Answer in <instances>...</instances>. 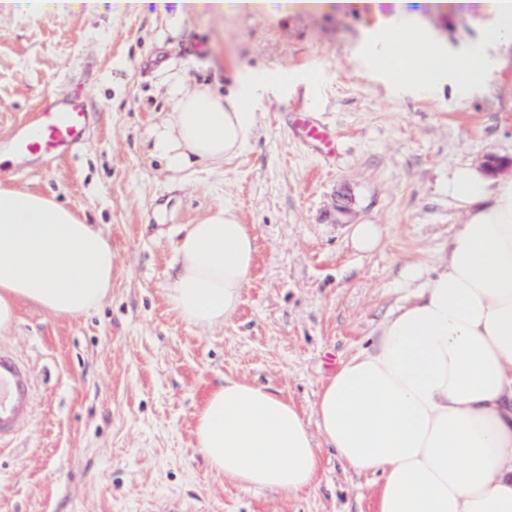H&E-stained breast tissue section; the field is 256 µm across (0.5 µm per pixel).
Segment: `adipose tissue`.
Wrapping results in <instances>:
<instances>
[{"instance_id": "1", "label": "adipose tissue", "mask_w": 512, "mask_h": 512, "mask_svg": "<svg viewBox=\"0 0 512 512\" xmlns=\"http://www.w3.org/2000/svg\"><path fill=\"white\" fill-rule=\"evenodd\" d=\"M172 27L205 11L367 10L397 24L374 46L372 68L432 91L447 75L465 95L497 65L491 51L512 43V0H133ZM426 12L495 13L470 50L443 56L415 25ZM287 75H238L228 93L164 85L170 110L153 127V150L174 170L219 167L255 131L254 105ZM448 194L465 215L430 273L407 269L418 288L368 347L322 384L316 428L283 393L224 376L196 413L194 436L210 471L248 490L295 496L320 479V451L335 449L358 473H381L376 512H512V177L457 167ZM166 299L188 324L210 330L237 311L256 254L253 230L232 207L183 227ZM116 272L112 239L74 209L37 191L0 183V335L20 306L57 318L99 307Z\"/></svg>"}]
</instances>
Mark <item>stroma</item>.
Here are the masks:
<instances>
[{
	"label": "stroma",
	"mask_w": 512,
	"mask_h": 512,
	"mask_svg": "<svg viewBox=\"0 0 512 512\" xmlns=\"http://www.w3.org/2000/svg\"><path fill=\"white\" fill-rule=\"evenodd\" d=\"M495 22L425 14L415 24L459 54ZM391 25L365 14L224 13L173 30L128 7H0V146L43 105L89 106L83 144L49 163H6L0 181L104 225L117 267L98 310L61 319L23 305L0 336L29 365L34 389L27 427L0 447V512H374L380 475L348 470L334 449L321 451L319 486L286 498L213 475L194 426L226 375L282 389L315 423L327 374L412 295L405 267L432 269L462 223L448 196L452 170L512 158V45L470 96L445 83L414 96L367 63ZM170 69L227 88L237 71L290 79L257 105L244 152L175 171L149 140L168 109ZM299 112L335 131L336 158L300 133ZM343 187L353 202L339 215ZM219 205L254 225L256 262L232 319L203 331L177 316L165 288L181 228ZM360 223L380 225L379 249L354 248L350 228Z\"/></svg>",
	"instance_id": "1"
}]
</instances>
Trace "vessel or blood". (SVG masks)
Wrapping results in <instances>:
<instances>
[{"label": "vessel or blood", "instance_id": "b4317fda", "mask_svg": "<svg viewBox=\"0 0 512 512\" xmlns=\"http://www.w3.org/2000/svg\"><path fill=\"white\" fill-rule=\"evenodd\" d=\"M86 110L80 100L51 104L35 118L33 132L12 140L17 153L34 154L44 161L56 159L65 148L78 144L84 135ZM297 122L307 139L315 142L326 156L338 153L335 133L306 115ZM34 391L31 372L12 353L0 348V444L10 443L27 425Z\"/></svg>", "mask_w": 512, "mask_h": 512}]
</instances>
